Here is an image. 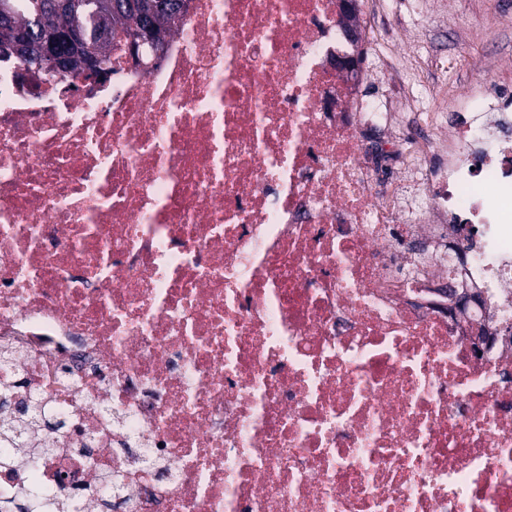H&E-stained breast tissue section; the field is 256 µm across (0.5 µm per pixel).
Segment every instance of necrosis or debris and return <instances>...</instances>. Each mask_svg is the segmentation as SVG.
<instances>
[{"label":"necrosis or debris","instance_id":"necrosis-or-debris-1","mask_svg":"<svg viewBox=\"0 0 512 512\" xmlns=\"http://www.w3.org/2000/svg\"><path fill=\"white\" fill-rule=\"evenodd\" d=\"M341 18L185 0L98 82L0 60V388L56 416L0 500L512 512V68L381 194Z\"/></svg>","mask_w":512,"mask_h":512}]
</instances>
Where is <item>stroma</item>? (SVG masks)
<instances>
[{
	"instance_id": "35a3bbf8",
	"label": "stroma",
	"mask_w": 512,
	"mask_h": 512,
	"mask_svg": "<svg viewBox=\"0 0 512 512\" xmlns=\"http://www.w3.org/2000/svg\"><path fill=\"white\" fill-rule=\"evenodd\" d=\"M483 11L480 0H385L383 11L362 23L364 56L376 61L367 73L370 92L409 121L417 112L441 111L430 94L436 85L448 84L461 95L470 82L490 80V73L467 66L468 28ZM403 55L422 57L430 66H401Z\"/></svg>"
}]
</instances>
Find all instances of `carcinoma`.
Segmentation results:
<instances>
[{
    "label": "carcinoma",
    "mask_w": 512,
    "mask_h": 512,
    "mask_svg": "<svg viewBox=\"0 0 512 512\" xmlns=\"http://www.w3.org/2000/svg\"><path fill=\"white\" fill-rule=\"evenodd\" d=\"M0 0V45L16 46L13 57L27 70L41 71V51L55 55L67 72L80 55L105 78L112 43L125 41L134 52H157L178 17L183 0Z\"/></svg>",
    "instance_id": "1"
}]
</instances>
